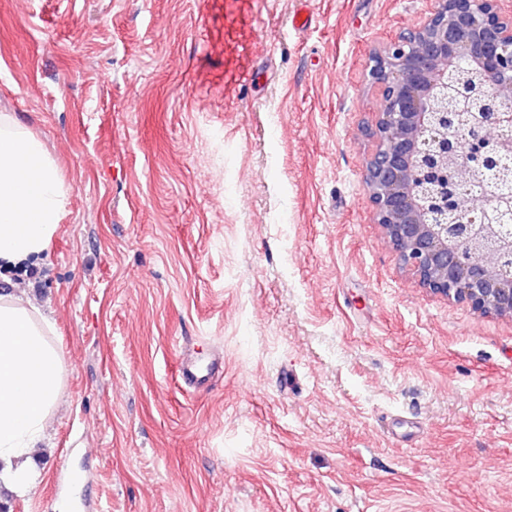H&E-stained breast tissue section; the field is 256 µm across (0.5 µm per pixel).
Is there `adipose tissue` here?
<instances>
[{
	"instance_id": "adipose-tissue-1",
	"label": "adipose tissue",
	"mask_w": 512,
	"mask_h": 512,
	"mask_svg": "<svg viewBox=\"0 0 512 512\" xmlns=\"http://www.w3.org/2000/svg\"><path fill=\"white\" fill-rule=\"evenodd\" d=\"M64 215L54 160L30 131L0 114V270L41 258ZM54 331L31 301L0 294V482L22 495L37 481L29 461L65 383Z\"/></svg>"
}]
</instances>
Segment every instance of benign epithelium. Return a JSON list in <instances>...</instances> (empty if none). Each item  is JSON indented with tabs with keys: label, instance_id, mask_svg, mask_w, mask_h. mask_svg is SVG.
Listing matches in <instances>:
<instances>
[{
	"label": "benign epithelium",
	"instance_id": "1",
	"mask_svg": "<svg viewBox=\"0 0 512 512\" xmlns=\"http://www.w3.org/2000/svg\"><path fill=\"white\" fill-rule=\"evenodd\" d=\"M505 0H435L422 22L370 56L378 120L365 184L373 223L418 284L474 311L512 319V277L466 256L485 220L512 224V197L486 183L469 215L466 176L512 161V8Z\"/></svg>",
	"mask_w": 512,
	"mask_h": 512
}]
</instances>
